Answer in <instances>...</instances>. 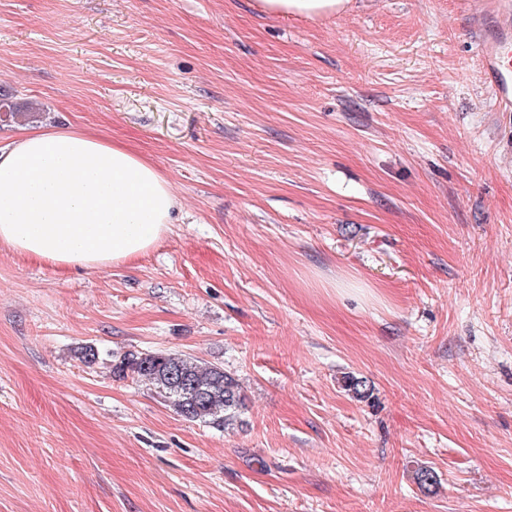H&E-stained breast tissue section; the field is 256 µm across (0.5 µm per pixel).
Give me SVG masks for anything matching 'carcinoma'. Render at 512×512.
I'll list each match as a JSON object with an SVG mask.
<instances>
[{
    "label": "carcinoma",
    "mask_w": 512,
    "mask_h": 512,
    "mask_svg": "<svg viewBox=\"0 0 512 512\" xmlns=\"http://www.w3.org/2000/svg\"><path fill=\"white\" fill-rule=\"evenodd\" d=\"M113 375L144 380L184 419L222 429L239 419L245 397L224 368L164 351H130L112 366Z\"/></svg>",
    "instance_id": "cac0c4a2"
}]
</instances>
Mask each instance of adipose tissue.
Segmentation results:
<instances>
[{"label": "adipose tissue", "instance_id": "adipose-tissue-1", "mask_svg": "<svg viewBox=\"0 0 512 512\" xmlns=\"http://www.w3.org/2000/svg\"><path fill=\"white\" fill-rule=\"evenodd\" d=\"M349 0H257L263 13L320 18ZM178 205L170 181L136 153L73 128L0 146V246L57 267L106 268L145 253Z\"/></svg>", "mask_w": 512, "mask_h": 512}]
</instances>
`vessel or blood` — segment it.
<instances>
[{
	"mask_svg": "<svg viewBox=\"0 0 512 512\" xmlns=\"http://www.w3.org/2000/svg\"><path fill=\"white\" fill-rule=\"evenodd\" d=\"M478 36L484 82L497 111L512 112V0H490Z\"/></svg>",
	"mask_w": 512,
	"mask_h": 512,
	"instance_id": "obj_1",
	"label": "vessel or blood"
}]
</instances>
